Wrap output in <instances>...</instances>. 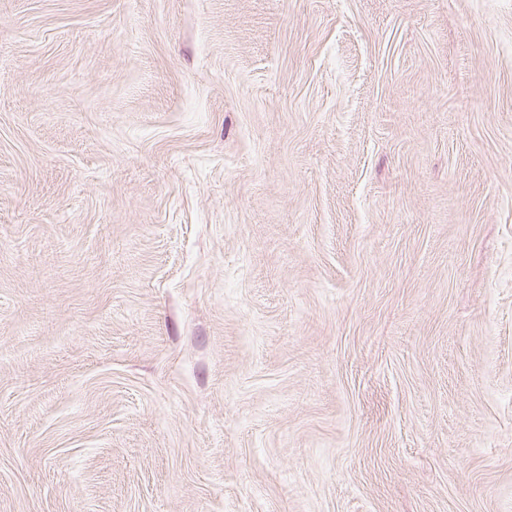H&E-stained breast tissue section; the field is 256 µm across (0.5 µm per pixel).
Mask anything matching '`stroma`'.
Masks as SVG:
<instances>
[{"instance_id":"1","label":"stroma","mask_w":512,"mask_h":512,"mask_svg":"<svg viewBox=\"0 0 512 512\" xmlns=\"http://www.w3.org/2000/svg\"><path fill=\"white\" fill-rule=\"evenodd\" d=\"M0 512H512V0H0Z\"/></svg>"}]
</instances>
